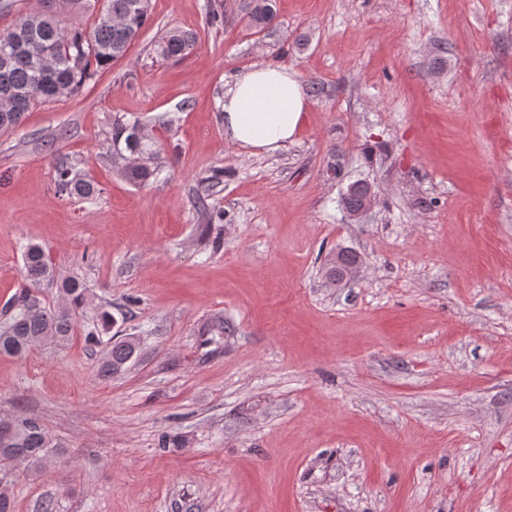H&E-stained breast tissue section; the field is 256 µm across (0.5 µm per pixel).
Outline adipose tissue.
<instances>
[{
	"label": "adipose tissue",
	"mask_w": 512,
	"mask_h": 512,
	"mask_svg": "<svg viewBox=\"0 0 512 512\" xmlns=\"http://www.w3.org/2000/svg\"><path fill=\"white\" fill-rule=\"evenodd\" d=\"M221 110L231 140L256 152H273L296 140L308 100L294 70L262 62L227 82Z\"/></svg>",
	"instance_id": "obj_1"
}]
</instances>
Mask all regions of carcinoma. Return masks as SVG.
<instances>
[{
    "label": "carcinoma",
    "instance_id": "1",
    "mask_svg": "<svg viewBox=\"0 0 512 512\" xmlns=\"http://www.w3.org/2000/svg\"><path fill=\"white\" fill-rule=\"evenodd\" d=\"M43 9L17 12L12 26L0 31V133L17 129L26 112L36 104L60 102L96 73L123 58L135 38L151 22V0H66L77 11L95 14L90 29H64L55 18L57 0H42ZM274 0H246L243 5L252 29L261 33L275 21ZM193 32L171 29L155 45L158 56L180 60L197 46ZM52 57V67L42 73L39 58ZM137 121H112L109 152L117 172L134 186L148 183L157 173L156 142L142 134ZM56 190L61 195L90 199L99 193L93 180L75 172V165L56 166ZM371 186L349 184L341 199L350 214L361 211ZM24 283L3 312L0 322V355L23 357L47 340L65 341L74 334L77 318L88 305V288L77 277L60 279L43 248L30 243L23 252ZM359 265V257L340 252L329 268L332 284L344 280L348 268ZM57 289L59 302L48 305L41 289ZM115 317L105 305L97 308V323L87 332V341L104 344L99 374L105 379L123 374L138 358L139 343L132 336L112 332ZM57 445L36 419L17 414L0 419V512H14L8 474L15 461L39 464Z\"/></svg>",
    "mask_w": 512,
    "mask_h": 512
}]
</instances>
